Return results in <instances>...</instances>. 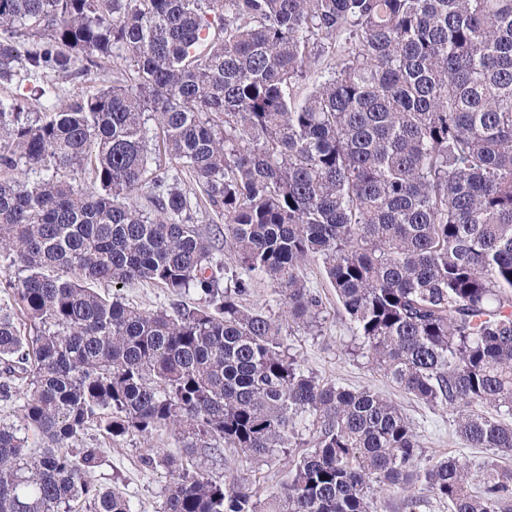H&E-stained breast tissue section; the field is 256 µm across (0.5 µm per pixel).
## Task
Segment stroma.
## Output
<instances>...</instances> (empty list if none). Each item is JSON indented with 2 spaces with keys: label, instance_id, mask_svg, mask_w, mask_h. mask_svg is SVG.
<instances>
[{
  "label": "stroma",
  "instance_id": "stroma-1",
  "mask_svg": "<svg viewBox=\"0 0 512 512\" xmlns=\"http://www.w3.org/2000/svg\"><path fill=\"white\" fill-rule=\"evenodd\" d=\"M179 186L196 212V222L203 233L211 237L216 249L236 276L246 281L248 290L243 297L245 307L277 317L283 311L281 298L268 281L255 276L236 260L234 252L224 242V217L220 211L205 201L203 187L188 172H181ZM308 286L320 295L326 308V321L319 333L303 329H283L282 340L291 354L296 355L302 369L323 382L339 383L351 388H368L391 398L413 422L426 454L435 456H466L477 461H493L498 466H512V457L493 453L486 448H473L454 430L448 411L424 404L395 388L367 358L353 354L354 336L343 310L336 299V291L327 279L322 263L312 260L302 268ZM102 294L118 293L127 304L153 311L180 302L187 308L196 307L199 296L190 292L180 299H172L160 285L133 280L120 289L107 284L99 285ZM81 444L98 448L102 460L97 470L100 481L116 485L124 491L137 508V512H159L162 492L171 475L164 468H150L143 459L153 449L161 448L173 455H180L181 444L167 433L153 436H126L110 439L95 426H88L80 436ZM308 445L292 449L291 453L278 454L269 462L245 459L237 449L228 448L218 456L203 457L199 466L227 484H238L260 494L279 489L288 480V459L308 452Z\"/></svg>",
  "mask_w": 512,
  "mask_h": 512
}]
</instances>
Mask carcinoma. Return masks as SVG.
Returning <instances> with one entry per match:
<instances>
[{
	"label": "carcinoma",
	"instance_id": "1",
	"mask_svg": "<svg viewBox=\"0 0 512 512\" xmlns=\"http://www.w3.org/2000/svg\"><path fill=\"white\" fill-rule=\"evenodd\" d=\"M114 56L111 85L58 98ZM14 81L48 111L0 97V170L36 174L0 180V288L30 325L0 310V397L25 387L24 426L0 420V512H135L77 447L90 423L183 442L144 459L173 474L160 512H378V491L420 512L418 484L451 512H512L511 471L430 456L392 401L305 373L171 174L204 187L288 326L326 320L300 277L320 258L370 364L470 447L511 453L489 410L512 415V0H0ZM130 280L203 306L94 288ZM307 427L313 449L263 498L196 463L268 461ZM94 288L105 295L116 293L127 304L149 311L162 307L170 308L172 303H180L186 308H193L200 302V296L193 291L182 297H171L166 288L138 280L129 281L120 289L112 288V285L107 284H98Z\"/></svg>",
	"mask_w": 512,
	"mask_h": 512
}]
</instances>
